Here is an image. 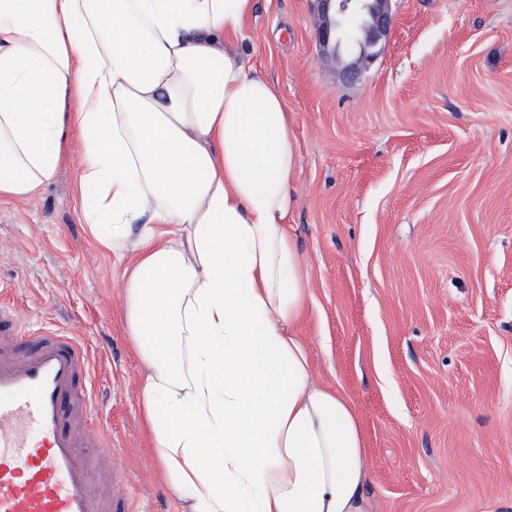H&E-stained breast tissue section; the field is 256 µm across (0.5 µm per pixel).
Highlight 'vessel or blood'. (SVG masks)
Listing matches in <instances>:
<instances>
[{"instance_id":"obj_1","label":"vessel or blood","mask_w":512,"mask_h":512,"mask_svg":"<svg viewBox=\"0 0 512 512\" xmlns=\"http://www.w3.org/2000/svg\"><path fill=\"white\" fill-rule=\"evenodd\" d=\"M90 350L0 304V512H128L111 437L96 426Z\"/></svg>"}]
</instances>
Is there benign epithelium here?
I'll use <instances>...</instances> for the list:
<instances>
[{"label": "benign epithelium", "mask_w": 512, "mask_h": 512, "mask_svg": "<svg viewBox=\"0 0 512 512\" xmlns=\"http://www.w3.org/2000/svg\"><path fill=\"white\" fill-rule=\"evenodd\" d=\"M320 56L334 61L343 80L355 81L378 55L393 26L392 0H313Z\"/></svg>", "instance_id": "obj_1"}]
</instances>
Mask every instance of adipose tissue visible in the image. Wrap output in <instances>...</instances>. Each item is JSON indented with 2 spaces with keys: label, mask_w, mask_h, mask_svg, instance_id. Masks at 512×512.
Segmentation results:
<instances>
[{
  "label": "adipose tissue",
  "mask_w": 512,
  "mask_h": 512,
  "mask_svg": "<svg viewBox=\"0 0 512 512\" xmlns=\"http://www.w3.org/2000/svg\"><path fill=\"white\" fill-rule=\"evenodd\" d=\"M255 0H0V198L81 141L80 215L125 259L151 452L187 512H367L366 438L313 382L281 96L238 47Z\"/></svg>",
  "instance_id": "1"
}]
</instances>
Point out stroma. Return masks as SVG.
Listing matches in <instances>:
<instances>
[{
	"mask_svg": "<svg viewBox=\"0 0 512 512\" xmlns=\"http://www.w3.org/2000/svg\"><path fill=\"white\" fill-rule=\"evenodd\" d=\"M391 7L352 83L320 57L311 0H256L247 23L296 135L300 334L364 429L368 512H512V0ZM79 166L74 137L35 195L0 200V300L85 338L136 512H182L148 451L126 264L81 222Z\"/></svg>",
	"mask_w": 512,
	"mask_h": 512,
	"instance_id": "35a3bbf8",
	"label": "stroma"
}]
</instances>
